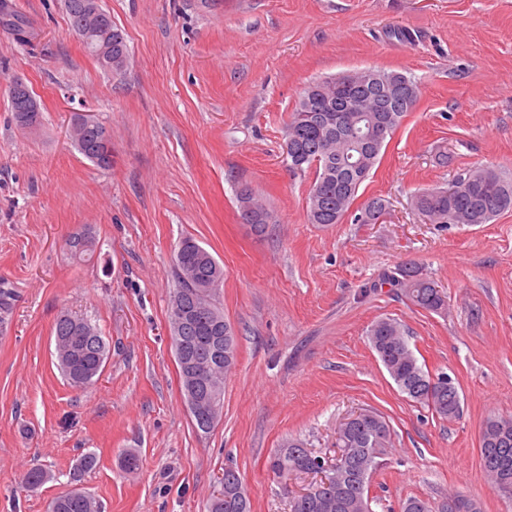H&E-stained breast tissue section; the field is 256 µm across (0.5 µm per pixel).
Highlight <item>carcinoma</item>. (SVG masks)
Returning a JSON list of instances; mask_svg holds the SVG:
<instances>
[{
  "mask_svg": "<svg viewBox=\"0 0 512 512\" xmlns=\"http://www.w3.org/2000/svg\"><path fill=\"white\" fill-rule=\"evenodd\" d=\"M90 3L91 0H64L71 26L83 21ZM0 27L15 42H28L27 23L7 0H0ZM93 38L109 47L112 67L108 72L122 73L129 49L110 14H105L104 26ZM351 76L359 80L389 79L392 84L384 89L347 83L344 75L314 81L303 90L286 125L289 167L296 171L312 169L315 173L307 209L312 224H338L344 219L361 184L379 162L387 138L419 99L417 83L403 73L367 69ZM10 103L17 126L27 128L40 122L41 113L28 111L33 99L12 98ZM71 140L78 152L97 166H112V138L104 126L82 124L73 129ZM236 200L243 222L255 234H265L276 223L273 212L255 193L249 194L246 205L238 190ZM413 203L432 224H487L502 212L512 210V179L493 169L476 167L458 174L446 187L417 194ZM385 211V201L379 197L368 200L361 208V214L371 224L378 223ZM68 248L76 259L92 257L96 250L92 231L84 229L71 236ZM179 250L183 261L176 263L178 288L173 297H183L185 306L196 314L181 324L169 321L170 335L194 337L189 351L202 360L207 358V348L197 338L211 329L224 337L222 362L207 368V381L212 384L208 395L215 401L219 419L224 409V374L234 367L238 350L237 336L215 299L224 270L206 248L190 238L181 242ZM391 280L414 305L436 313L445 309L447 296L417 269H401ZM368 336L389 376L407 398L428 406L444 419L460 415L457 387L448 386V381L423 369L401 323L391 318L379 319L371 325ZM54 338L58 368L67 383L80 389L93 385L110 354V346L97 327L84 317L62 312L54 323ZM336 444L340 454L325 471L334 491L328 493L322 484H313L307 494L292 497L291 512H369L367 484L390 447V427L379 414L361 412L354 421L340 425ZM480 453L494 490L511 498L512 416L486 419ZM316 458L318 455L302 441L288 438L271 454L268 474L285 484L291 476L312 470ZM49 478L46 470L36 467L25 472L22 483L26 489L35 490ZM207 508L208 512H251L246 488L236 470L224 468V497L210 499ZM49 512H101V506L85 491L78 497L67 491L51 500ZM440 512H480V508L471 499L450 496Z\"/></svg>",
  "mask_w": 512,
  "mask_h": 512,
  "instance_id": "carcinoma-1",
  "label": "carcinoma"
}]
</instances>
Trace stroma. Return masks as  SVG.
Returning <instances> with one entry per match:
<instances>
[{
	"label": "stroma",
	"mask_w": 512,
	"mask_h": 512,
	"mask_svg": "<svg viewBox=\"0 0 512 512\" xmlns=\"http://www.w3.org/2000/svg\"><path fill=\"white\" fill-rule=\"evenodd\" d=\"M30 41L0 32V512H47L88 453L82 487L104 512H206L225 467L251 512H291L315 478L274 482L287 438L336 458V431L366 410L391 446L371 478V512L448 495L512 512L480 457L481 427L512 415V210L491 223L431 224L414 195L458 173L512 176V0H102L130 51L106 73L70 26L63 0H11ZM396 71L420 89L354 208L379 197L378 224L309 223L313 171H292L285 127L312 80ZM43 115L17 127L9 84ZM76 113L112 135V165L72 146ZM247 185L273 210L263 236L236 202ZM96 234L91 259L66 242ZM187 238L224 269L217 300L238 337L224 412L201 433L181 391L169 332L174 257ZM414 265L448 309L413 305L386 279ZM87 316L111 347L98 381L71 387L56 366L60 312ZM397 319L424 370L448 373L459 417L401 393L367 331ZM140 459L123 465L126 453ZM50 479L33 491L23 474Z\"/></svg>",
	"instance_id": "1"
}]
</instances>
